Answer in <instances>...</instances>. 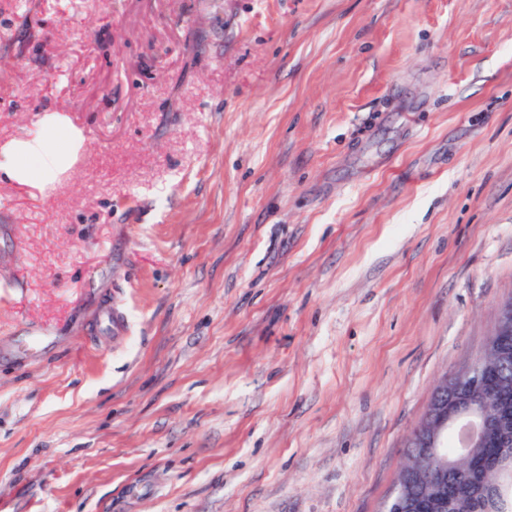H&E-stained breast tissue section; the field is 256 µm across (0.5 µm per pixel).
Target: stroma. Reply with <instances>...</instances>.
I'll return each instance as SVG.
<instances>
[{"label": "stroma", "instance_id": "35a3bbf8", "mask_svg": "<svg viewBox=\"0 0 512 512\" xmlns=\"http://www.w3.org/2000/svg\"><path fill=\"white\" fill-rule=\"evenodd\" d=\"M46 108L0 512H382L512 297V0H0V144ZM40 133L17 137L0 147V182L51 189L76 162L84 147V132L58 109H44Z\"/></svg>", "mask_w": 512, "mask_h": 512}]
</instances>
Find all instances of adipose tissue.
Masks as SVG:
<instances>
[{
	"label": "adipose tissue",
	"mask_w": 512,
	"mask_h": 512,
	"mask_svg": "<svg viewBox=\"0 0 512 512\" xmlns=\"http://www.w3.org/2000/svg\"><path fill=\"white\" fill-rule=\"evenodd\" d=\"M39 129L38 135L0 146V182L44 191L74 165L84 147L83 131L58 109L42 112Z\"/></svg>",
	"instance_id": "1"
}]
</instances>
